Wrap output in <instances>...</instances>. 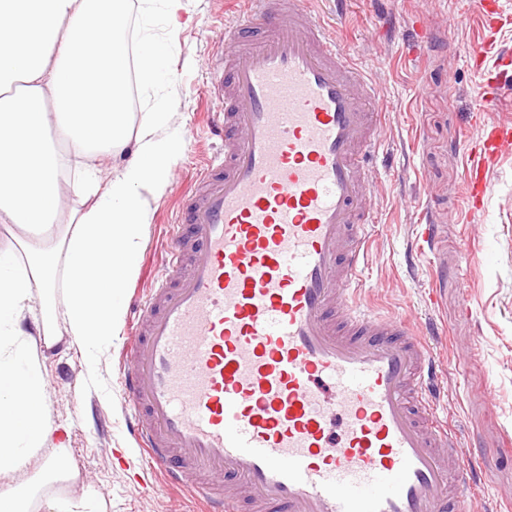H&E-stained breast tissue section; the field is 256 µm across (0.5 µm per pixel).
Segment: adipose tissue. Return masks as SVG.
Returning <instances> with one entry per match:
<instances>
[{
	"mask_svg": "<svg viewBox=\"0 0 512 512\" xmlns=\"http://www.w3.org/2000/svg\"><path fill=\"white\" fill-rule=\"evenodd\" d=\"M128 3L0 0V224L22 231L0 245L2 481L54 444L36 338L55 336V308L43 301L36 336H25L35 289L66 266L68 334L94 369L118 333L151 202L178 160L167 102L132 122L127 91L112 81L133 72L150 86L169 73L162 43L127 39ZM70 192L85 208L66 219Z\"/></svg>",
	"mask_w": 512,
	"mask_h": 512,
	"instance_id": "1",
	"label": "adipose tissue"
}]
</instances>
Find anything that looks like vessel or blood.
Masks as SVG:
<instances>
[{
    "mask_svg": "<svg viewBox=\"0 0 512 512\" xmlns=\"http://www.w3.org/2000/svg\"><path fill=\"white\" fill-rule=\"evenodd\" d=\"M224 42V151L196 174L122 356L131 436L207 512H468L478 466L436 413L425 340L359 300L377 83L309 0H243ZM466 59L490 109L512 58ZM458 150L480 210L512 123H476Z\"/></svg>",
    "mask_w": 512,
    "mask_h": 512,
    "instance_id": "obj_1",
    "label": "vessel or blood"
}]
</instances>
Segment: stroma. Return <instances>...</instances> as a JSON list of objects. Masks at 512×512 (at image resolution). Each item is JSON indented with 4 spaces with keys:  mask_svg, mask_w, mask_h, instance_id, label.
Masks as SVG:
<instances>
[{
    "mask_svg": "<svg viewBox=\"0 0 512 512\" xmlns=\"http://www.w3.org/2000/svg\"><path fill=\"white\" fill-rule=\"evenodd\" d=\"M235 8V0H184L174 27L157 15L133 18L167 45L170 57L168 79L138 88L136 109L149 111L166 98L183 152L167 191L151 204L152 221L126 294L147 290L161 276L167 226L195 166L217 147L206 115L223 111L224 102L208 95L206 85ZM417 23L422 31L412 53L400 34ZM336 35L378 83L386 146L395 152L389 169L377 176V222L360 298L382 312L430 319L441 328L432 342L445 391L438 412L483 466L477 500L494 512H512V446L501 442L502 435H512V154L490 173L486 212L471 215L462 206L466 162L455 149L480 100L465 54L485 51L491 63L512 52V23L502 26L488 49L469 0H348ZM428 224L436 227L429 242L423 238ZM131 339L129 328H122L92 374L69 336L52 348L39 345L46 418L64 444L73 477L50 479L52 452L40 451L12 483L26 494L29 512H51L59 499L70 500L74 512H189L188 493L148 481L133 460L118 380Z\"/></svg>",
    "mask_w": 512,
    "mask_h": 512,
    "instance_id": "obj_1",
    "label": "stroma"
}]
</instances>
